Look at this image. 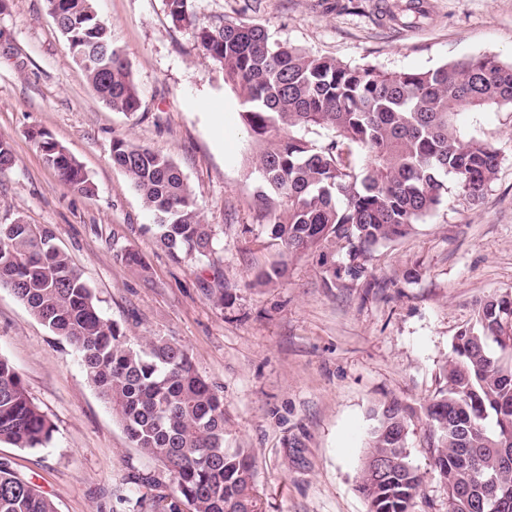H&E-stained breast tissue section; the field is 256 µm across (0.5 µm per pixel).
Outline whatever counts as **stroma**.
Segmentation results:
<instances>
[{
  "label": "stroma",
  "mask_w": 512,
  "mask_h": 512,
  "mask_svg": "<svg viewBox=\"0 0 512 512\" xmlns=\"http://www.w3.org/2000/svg\"><path fill=\"white\" fill-rule=\"evenodd\" d=\"M400 0H195L200 20L262 25L271 40L384 72L428 70L465 56L512 62V0H423L407 28ZM127 59L141 108L112 111L87 82L44 0L0 12V137L15 162L0 173V224L49 226L130 344L164 336L184 345L224 398V445L256 465L264 512H367L358 491L373 422L397 397L414 409L409 462L423 475L413 512H448L424 408L444 386L453 337L480 298L512 289V106L460 115L499 153L495 179L473 202L449 187L441 206L400 239L375 247L368 281L343 268V244L294 259L285 279L259 285L277 260L258 217L254 142L237 93L205 60L164 0H96ZM51 134L81 162L94 199L69 191L29 137ZM120 137L173 158L193 191L214 253L188 264L161 250L154 217L113 165ZM139 254L141 265L116 258ZM0 356L54 424L43 448L0 443V462L31 480L58 512H129L128 477H169L133 448L87 381L75 349L0 287Z\"/></svg>",
  "instance_id": "obj_1"
}]
</instances>
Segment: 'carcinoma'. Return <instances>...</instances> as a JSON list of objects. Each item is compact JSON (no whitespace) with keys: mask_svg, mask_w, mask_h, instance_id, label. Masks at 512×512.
<instances>
[{"mask_svg":"<svg viewBox=\"0 0 512 512\" xmlns=\"http://www.w3.org/2000/svg\"><path fill=\"white\" fill-rule=\"evenodd\" d=\"M45 3L99 97L115 112L138 111L130 66L95 0ZM165 6L241 96L239 116L259 147L252 157L260 176L259 217L283 256L343 241L349 246L345 275L365 279L367 255L431 214L447 179L476 200L494 178L497 151L459 127L456 117L512 105V63L482 55L427 71L383 72L274 42L258 24L200 21L193 0H165ZM316 128L335 136L319 144L308 138ZM30 138L64 186L95 197V184L66 147L42 129ZM356 152L365 154L364 164H355ZM111 158L153 212L161 248L177 261L212 254L211 226L173 160L122 138L112 140ZM52 240L49 227L20 217L0 224V286L76 349L87 381L133 447L162 465L171 481V492L157 499L163 512H263L255 462L244 448L224 447V398L195 370L187 349L161 336L128 345ZM286 272V263H276L257 283H274ZM444 379L425 415L448 512H475L483 500L492 504L490 512H512L511 290L477 302L475 322L452 342ZM373 419L358 491L368 512H412L423 476L408 461L410 407L390 399L373 410ZM53 431L19 373L0 357V442L39 448ZM375 460L385 461L379 476ZM0 512L57 508L0 462Z\"/></svg>","mask_w":512,"mask_h":512,"instance_id":"1","label":"carcinoma"}]
</instances>
